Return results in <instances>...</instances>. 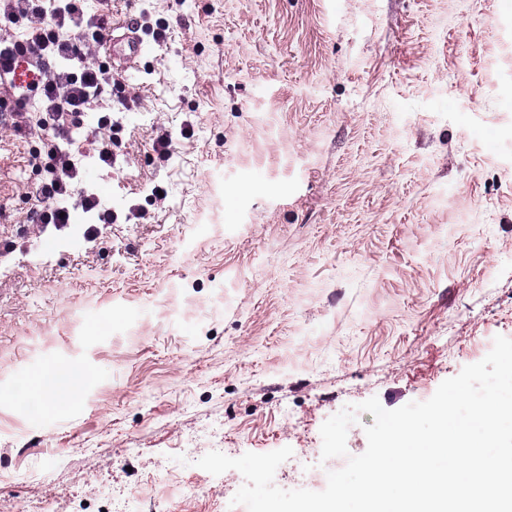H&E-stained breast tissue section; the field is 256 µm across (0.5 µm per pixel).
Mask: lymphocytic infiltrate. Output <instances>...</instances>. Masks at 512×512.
Listing matches in <instances>:
<instances>
[{
	"label": "lymphocytic infiltrate",
	"mask_w": 512,
	"mask_h": 512,
	"mask_svg": "<svg viewBox=\"0 0 512 512\" xmlns=\"http://www.w3.org/2000/svg\"><path fill=\"white\" fill-rule=\"evenodd\" d=\"M98 2L91 15L85 0H0V29L15 33L9 44L0 47V76L28 58L45 68L30 94L0 88V114L29 115L50 136L45 177L29 194L40 224L60 223L64 211L60 201L72 195L80 182L69 151L76 120L112 82L109 68L87 60L89 48L105 39L112 12V0Z\"/></svg>",
	"instance_id": "obj_1"
}]
</instances>
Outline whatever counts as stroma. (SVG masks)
Returning <instances> with one entry per match:
<instances>
[{"label": "stroma", "mask_w": 512, "mask_h": 512, "mask_svg": "<svg viewBox=\"0 0 512 512\" xmlns=\"http://www.w3.org/2000/svg\"><path fill=\"white\" fill-rule=\"evenodd\" d=\"M166 23L84 125L82 185L116 221L31 218L41 143L0 126V512H224L227 456L291 447L323 490L320 427L430 399L512 338V0H112ZM172 135L170 155L152 148ZM164 198H156L153 187ZM78 392L30 413L31 370ZM208 489L158 494L151 480Z\"/></svg>", "instance_id": "stroma-1"}]
</instances>
